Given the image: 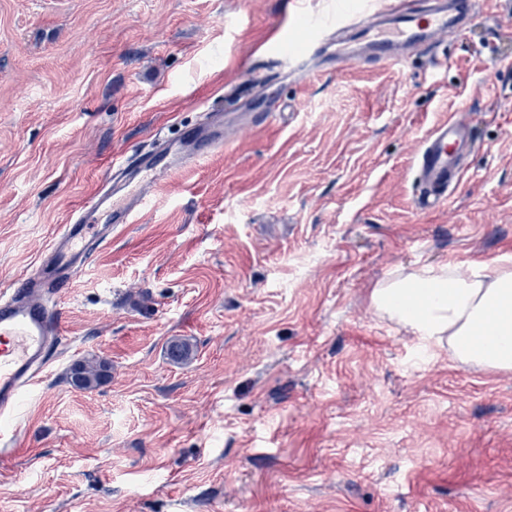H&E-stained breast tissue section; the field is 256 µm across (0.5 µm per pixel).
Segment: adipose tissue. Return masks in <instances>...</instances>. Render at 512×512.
<instances>
[{
	"label": "adipose tissue",
	"instance_id": "adipose-tissue-1",
	"mask_svg": "<svg viewBox=\"0 0 512 512\" xmlns=\"http://www.w3.org/2000/svg\"><path fill=\"white\" fill-rule=\"evenodd\" d=\"M378 314L410 332L430 353L448 349L459 362L512 372V266L460 273L452 264L395 272L371 292Z\"/></svg>",
	"mask_w": 512,
	"mask_h": 512
}]
</instances>
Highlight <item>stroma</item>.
<instances>
[{
	"instance_id": "1",
	"label": "stroma",
	"mask_w": 512,
	"mask_h": 512,
	"mask_svg": "<svg viewBox=\"0 0 512 512\" xmlns=\"http://www.w3.org/2000/svg\"><path fill=\"white\" fill-rule=\"evenodd\" d=\"M325 2L0 0V287L113 157L235 95L275 114L74 278L0 512H512V372L419 357L370 300L401 267L512 258V0L399 65L280 71L310 36L299 8ZM451 113L478 148L449 204L416 211L415 152ZM91 358L110 379L73 387ZM111 370L112 366L108 362L80 361L71 368L70 382L78 389H95L111 377Z\"/></svg>"
}]
</instances>
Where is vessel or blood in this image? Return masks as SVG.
I'll return each mask as SVG.
<instances>
[{
	"label": "vessel or blood",
	"mask_w": 512,
	"mask_h": 512,
	"mask_svg": "<svg viewBox=\"0 0 512 512\" xmlns=\"http://www.w3.org/2000/svg\"><path fill=\"white\" fill-rule=\"evenodd\" d=\"M476 7L477 0H388L380 9L368 0H329L323 12L302 15L313 33L305 54H283L278 63L303 73L312 60L329 52L341 61L365 57L396 65L402 48L432 46L462 32ZM226 142L224 115L213 112L186 136L114 159L107 187L74 212L33 273L0 293L1 421L15 416L22 397L46 369L51 348L62 339L60 311L51 297L65 292L116 225L134 223L161 182L223 150ZM475 149L463 115L455 113L435 124L415 156V208L432 210L446 201L464 176L462 157Z\"/></svg>",
	"instance_id": "obj_1"
}]
</instances>
